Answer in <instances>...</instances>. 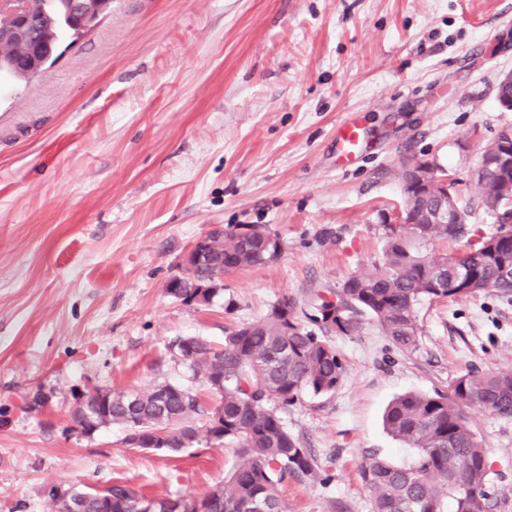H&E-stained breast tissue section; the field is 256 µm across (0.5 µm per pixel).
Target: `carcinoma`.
Masks as SVG:
<instances>
[{"label": "carcinoma", "instance_id": "1", "mask_svg": "<svg viewBox=\"0 0 512 512\" xmlns=\"http://www.w3.org/2000/svg\"><path fill=\"white\" fill-rule=\"evenodd\" d=\"M34 50L55 52L65 35L81 36L80 20L65 16L62 0H31L21 19ZM30 56L18 54L12 66L0 69L6 77L26 79ZM406 205L418 218L438 205L443 193L433 186L414 188L409 163H401ZM479 202L493 217L512 216V178L500 182L491 172L476 183ZM238 225L211 230L207 249L215 265L185 268L179 285L168 293L187 305L205 306L224 291L214 277L236 270L267 265L278 258L280 240L272 238L263 224L252 225L250 236H238ZM386 248L381 262L370 275L353 276L336 295L341 317L333 323L308 320L305 326L293 303L273 304L264 318L242 325L224 336L216 346L199 338L193 350L187 337H179L180 357L193 379L208 384L224 381V438L217 445L237 448L238 462L224 483L203 494L205 512H287L276 486L294 476L315 474V461L282 422L280 411L294 405L305 394L326 395L342 382L346 365L336 349L335 337L350 336L361 325V317L373 319L393 345L413 351L419 343L417 306L424 300H458L488 289H501L498 256L512 251V244L490 235L460 255L461 267L472 274V286L453 288L454 256L434 250L439 241H456L468 235L466 224H420L414 233L405 225H384ZM87 408L77 407L72 421L82 429L118 424L145 438L164 434L165 450L178 452L202 440L212 443V411L203 407L198 392L184 385L163 383L138 393L98 390L88 395ZM484 411L512 417V372H467L457 376L446 393L408 392L387 407L384 425L388 433L409 448L416 459L398 466L372 454L361 464L364 483L372 493L373 512H443L451 499L455 512H487L486 449L469 426V413ZM205 418V423L193 421ZM85 499L84 512H101L102 502L112 500V512H132L130 504L146 494L115 482L100 492L77 490Z\"/></svg>", "mask_w": 512, "mask_h": 512}]
</instances>
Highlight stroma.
<instances>
[{
  "label": "stroma",
  "mask_w": 512,
  "mask_h": 512,
  "mask_svg": "<svg viewBox=\"0 0 512 512\" xmlns=\"http://www.w3.org/2000/svg\"><path fill=\"white\" fill-rule=\"evenodd\" d=\"M512 73V0H112L45 70L0 91V512H52L51 487L122 481L156 497L223 483L234 447H127L90 435L78 397L189 385L215 396L172 341L262 319L288 299L313 313L380 262L404 201L402 161L435 162L467 206V240L497 226L472 172L505 129L496 88ZM366 145L348 165L336 128ZM265 224L282 252L224 277L206 306L167 292L195 241ZM419 346L396 348L370 318L336 338L347 372L283 412L316 474L278 487L288 512H372L360 465L413 449L383 427L408 391L463 373L512 371V293L417 308ZM46 404L35 405L37 395ZM487 450L488 512H512V417L472 416Z\"/></svg>",
  "instance_id": "stroma-1"
}]
</instances>
